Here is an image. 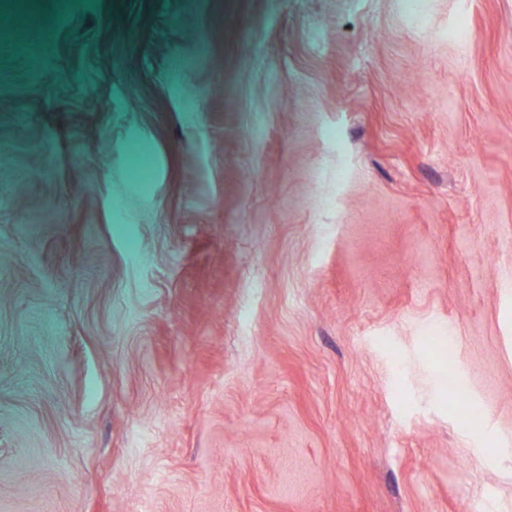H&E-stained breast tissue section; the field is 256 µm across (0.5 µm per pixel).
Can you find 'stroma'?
<instances>
[{
  "instance_id": "35a3bbf8",
  "label": "stroma",
  "mask_w": 512,
  "mask_h": 512,
  "mask_svg": "<svg viewBox=\"0 0 512 512\" xmlns=\"http://www.w3.org/2000/svg\"><path fill=\"white\" fill-rule=\"evenodd\" d=\"M43 2L0 512H512V0Z\"/></svg>"
}]
</instances>
